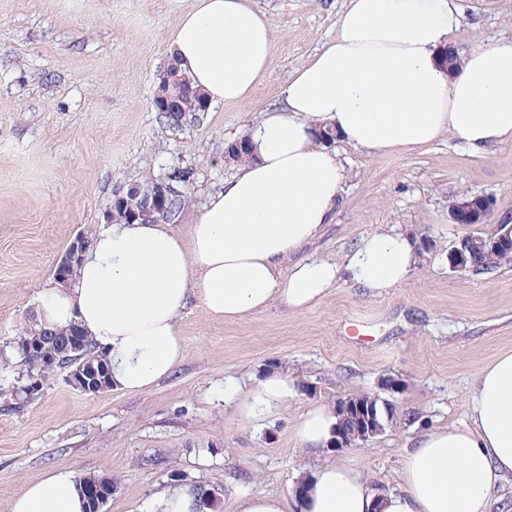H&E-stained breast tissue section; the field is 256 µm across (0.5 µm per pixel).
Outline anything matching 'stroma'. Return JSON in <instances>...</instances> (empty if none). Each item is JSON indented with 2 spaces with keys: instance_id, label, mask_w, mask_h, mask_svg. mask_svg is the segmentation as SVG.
<instances>
[{
  "instance_id": "obj_1",
  "label": "stroma",
  "mask_w": 512,
  "mask_h": 512,
  "mask_svg": "<svg viewBox=\"0 0 512 512\" xmlns=\"http://www.w3.org/2000/svg\"><path fill=\"white\" fill-rule=\"evenodd\" d=\"M345 0H250L266 15L274 49L245 104H218L179 129L152 99L181 5L175 0H0V360L55 285L57 259L81 232H99L115 195L190 171L187 201L173 229L188 236L210 193L238 170L224 160L262 112L277 108L297 68L336 35ZM450 47L464 54L475 35L512 36V0H460ZM345 168L342 200L310 251L339 261L362 235L426 233L434 252L384 295L340 283L317 306L272 305L237 322L206 319L196 303L178 318L183 354L149 391L84 394L52 373L23 405L0 395V512L26 485L56 469L106 475L116 489L104 512H153L166 486L202 484L213 512H234L237 496L265 492L299 512L294 489L335 460L383 492L398 491L405 448L429 428L467 420L473 375L512 350V264L455 273L448 252L472 226L449 205L464 193L496 199L512 216V143L470 154L448 137L399 153L331 145ZM317 386L296 393L261 427L241 425L224 403V380L243 388L269 370ZM401 391L382 388L384 376ZM391 403L395 418L361 446L324 457L303 452L299 417L347 392ZM413 420H405L406 412Z\"/></svg>"
}]
</instances>
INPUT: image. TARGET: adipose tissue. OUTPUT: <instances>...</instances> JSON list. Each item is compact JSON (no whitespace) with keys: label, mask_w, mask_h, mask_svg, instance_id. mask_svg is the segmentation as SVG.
<instances>
[{"label":"adipose tissue","mask_w":512,"mask_h":512,"mask_svg":"<svg viewBox=\"0 0 512 512\" xmlns=\"http://www.w3.org/2000/svg\"><path fill=\"white\" fill-rule=\"evenodd\" d=\"M458 0H347L336 36L281 90L247 138L252 157L211 194L181 236L161 223L109 225L86 250L71 285L41 294L46 323L79 321L112 363V386L149 390L182 357L177 320L196 299L210 320L239 321L280 303L303 311L346 279L377 293L415 266L411 236L372 231L342 262L300 252L330 224L345 173L316 141L322 127L355 149L400 152L448 135L471 154L512 143V37L475 38L456 72L441 58L459 27ZM274 47L271 25L247 0H194L169 37L171 55L209 103L246 102ZM285 370L256 387L224 384L237 417L255 424L295 394ZM468 423L432 428L406 450L398 492H382L327 462L303 480L300 512H489L512 481V350L473 377ZM338 417L316 406L299 420L301 447L329 445ZM76 476L54 470L30 483L10 512H85Z\"/></svg>","instance_id":"1"}]
</instances>
